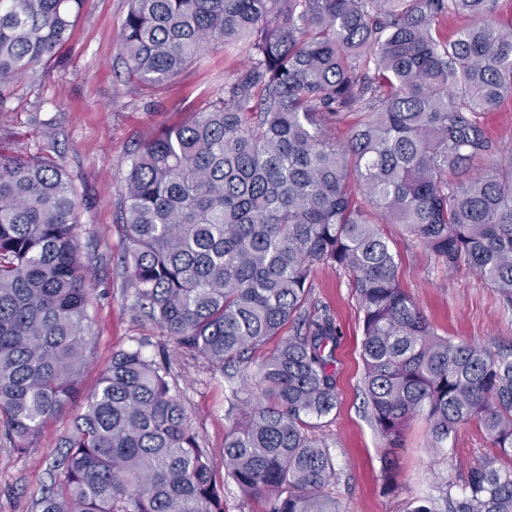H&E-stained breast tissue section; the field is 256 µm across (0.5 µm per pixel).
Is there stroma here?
<instances>
[{
	"mask_svg": "<svg viewBox=\"0 0 512 512\" xmlns=\"http://www.w3.org/2000/svg\"><path fill=\"white\" fill-rule=\"evenodd\" d=\"M126 11L127 0H86L68 40L0 104V145L26 157L52 155L71 179L81 260L90 270L92 336L77 402L42 429L36 448L27 454L0 444V512H36L34 502L50 483L49 468L63 452L61 441L113 352L137 346L145 358L155 360L167 346L159 330L134 317L124 294L118 190L127 156L141 136L185 120L244 61L243 53L211 50L161 88L144 89L127 80L118 55ZM381 230L401 258L404 288L439 334L494 349L512 345V310L502 307L485 280L465 269L446 272L400 225L385 224ZM312 279L315 299L340 330L335 350L338 405L316 431L334 459L331 494L338 512H406L450 478L456 483L454 495L462 496L466 462L490 446L471 425L459 427L438 452L424 422H415L398 453V484L385 489L384 443L362 392L363 313L347 275L320 267ZM170 360L191 424L216 468H223L224 434L232 424L224 378L204 361L175 353Z\"/></svg>",
	"mask_w": 512,
	"mask_h": 512,
	"instance_id": "obj_1",
	"label": "stroma"
}]
</instances>
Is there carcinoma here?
Instances as JSON below:
<instances>
[{
	"label": "carcinoma",
	"instance_id": "obj_1",
	"mask_svg": "<svg viewBox=\"0 0 512 512\" xmlns=\"http://www.w3.org/2000/svg\"><path fill=\"white\" fill-rule=\"evenodd\" d=\"M85 2L0 0V104ZM497 2L128 0L129 80L156 88L209 49L245 45L220 95L138 144L120 209L131 309L226 379L225 473L263 512H337L335 465L315 435L337 405L340 336L314 302L322 265L350 276L363 312L385 486L413 421L437 451L470 424L489 451L469 464L463 498L451 480L439 498L448 512H512V349L439 334L380 230L400 225L512 310V149L482 126L512 98V23L493 20ZM450 15L475 22L450 40L439 31ZM350 112L359 119L338 142ZM74 196L53 158L0 152V440L20 453L69 408L89 363ZM272 339L255 374L241 372ZM63 447L36 512H225L170 359L139 346L112 354ZM437 499L409 512H438Z\"/></svg>",
	"mask_w": 512,
	"mask_h": 512
}]
</instances>
